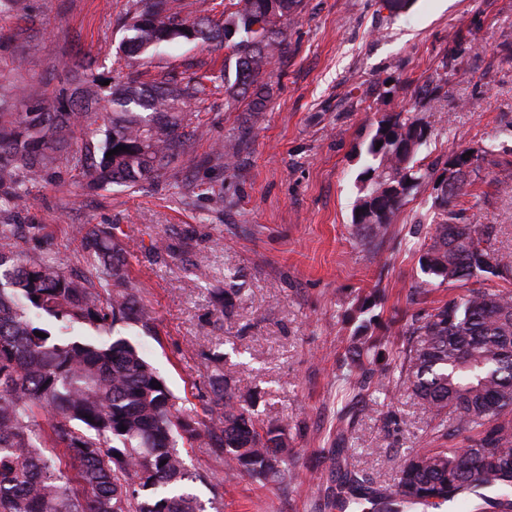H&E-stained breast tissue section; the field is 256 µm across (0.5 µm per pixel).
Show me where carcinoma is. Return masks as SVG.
I'll return each mask as SVG.
<instances>
[{
  "label": "carcinoma",
  "instance_id": "carcinoma-1",
  "mask_svg": "<svg viewBox=\"0 0 512 512\" xmlns=\"http://www.w3.org/2000/svg\"><path fill=\"white\" fill-rule=\"evenodd\" d=\"M303 0H228L222 20L183 14L173 0H132L122 23L125 51L152 56L163 45L195 42L227 49L224 93L261 112L270 95L263 82L286 50L288 21ZM91 66L51 106L17 105L0 85V512H205L188 491L198 475L178 445L208 433L232 471L266 484L294 480L297 464L281 425H261L242 394L209 356L210 404L221 418L208 426L183 410L165 380L123 337L99 343L71 330L89 324L152 321L137 299L122 241L103 225L80 230L86 271L67 273L51 259L53 243L24 255L16 242L36 226L10 223L29 185L62 171H81L87 185L135 188L164 178L184 154L191 125L187 106L206 95L200 79L144 72L105 85ZM426 129L407 111L385 112L366 150L353 223L382 239L410 193L430 186L440 201L420 249L424 274L442 285L474 276L508 280L512 252L479 224L460 222L464 184H443L447 167L417 155ZM124 146L112 156L107 152ZM363 319L354 335L343 391L350 403L374 386L386 390L363 358L382 355ZM46 334L41 338L35 332ZM397 348L400 387L417 398L432 432L448 441L399 459L389 491L351 471L348 449L331 464L339 489L374 512H408L410 505H448L465 512H512V290L470 288L404 323ZM162 388H156V385Z\"/></svg>",
  "mask_w": 512,
  "mask_h": 512
}]
</instances>
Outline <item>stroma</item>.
Returning a JSON list of instances; mask_svg holds the SVG:
<instances>
[{"label":"stroma","instance_id":"1","mask_svg":"<svg viewBox=\"0 0 512 512\" xmlns=\"http://www.w3.org/2000/svg\"><path fill=\"white\" fill-rule=\"evenodd\" d=\"M29 38L0 48V80L24 97L54 102L84 55L103 77L124 68L117 25L130 0H26ZM264 112L228 107L218 75L225 51L179 43L156 55L151 73L209 76L203 102L192 104L196 137L166 179L127 189L78 187L64 172L33 185L14 217L42 234L23 249L52 241L55 260L82 270L79 230L110 226L128 246L127 263L152 307L150 328L116 330L166 380L182 407L212 422L206 354L224 355V373L247 396L258 420L286 425L298 459L290 483L259 484L232 475L208 441L182 453L202 474L193 492L218 512H337L330 455L336 427H346L351 470L374 487L394 483L399 456L429 445L428 419L409 393L372 400L364 414L339 397V367L357 322L355 307L375 296L373 332L395 351L404 317L424 314L466 288L503 287L475 277L428 285L418 263L419 228L435 209L431 189L408 196L384 243L360 236L352 222L362 152L380 113L411 110L426 128L423 163L463 150L480 157L467 170L464 219L484 225L512 252V0H304L286 30ZM439 89L427 102L426 87ZM240 149L232 168L217 154ZM224 193L213 208L208 192ZM174 255L161 246L178 243ZM235 290L230 316L211 294Z\"/></svg>","mask_w":512,"mask_h":512}]
</instances>
